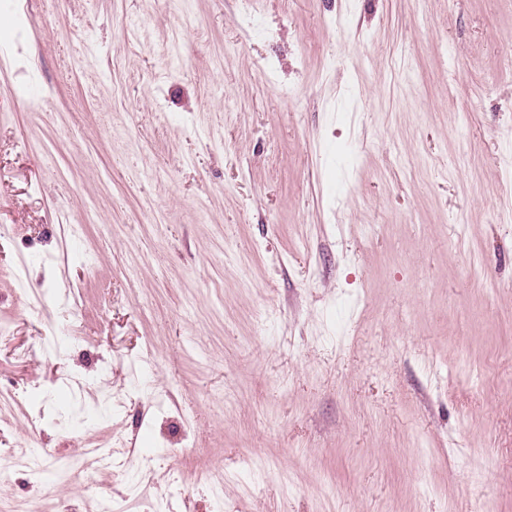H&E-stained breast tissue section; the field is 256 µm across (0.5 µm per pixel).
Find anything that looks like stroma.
I'll return each mask as SVG.
<instances>
[{
    "label": "stroma",
    "instance_id": "obj_1",
    "mask_svg": "<svg viewBox=\"0 0 512 512\" xmlns=\"http://www.w3.org/2000/svg\"><path fill=\"white\" fill-rule=\"evenodd\" d=\"M0 14V512H512V0Z\"/></svg>",
    "mask_w": 512,
    "mask_h": 512
}]
</instances>
